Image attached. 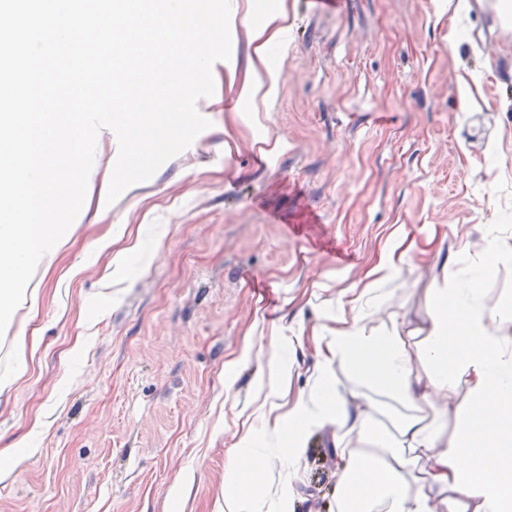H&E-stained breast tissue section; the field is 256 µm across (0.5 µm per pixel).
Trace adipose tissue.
<instances>
[{
    "instance_id": "ef3b65f1",
    "label": "adipose tissue",
    "mask_w": 512,
    "mask_h": 512,
    "mask_svg": "<svg viewBox=\"0 0 512 512\" xmlns=\"http://www.w3.org/2000/svg\"><path fill=\"white\" fill-rule=\"evenodd\" d=\"M508 265L512 243L489 225L481 257L433 281L423 322L408 330L398 314L380 317L378 287L396 267L381 263L347 309L313 330L321 369L285 411L272 396L288 385V363L275 353L269 395L225 471V512H280L305 437L318 429L330 430L340 460L338 512H512V292L489 302L477 288ZM341 371L355 378L345 391ZM385 412L393 430L381 436L373 423Z\"/></svg>"
}]
</instances>
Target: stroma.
Listing matches in <instances>:
<instances>
[{
	"instance_id": "35a3bbf8",
	"label": "stroma",
	"mask_w": 512,
	"mask_h": 512,
	"mask_svg": "<svg viewBox=\"0 0 512 512\" xmlns=\"http://www.w3.org/2000/svg\"><path fill=\"white\" fill-rule=\"evenodd\" d=\"M497 0H231L232 55L199 100L210 126L146 182L100 197L102 130L77 227L29 283L37 337L0 395V512H217L274 334L289 394L309 340L383 258L417 326L427 289L512 237V25ZM278 14L277 50L257 28ZM329 432L306 436L284 512H337ZM189 487L176 499L181 482Z\"/></svg>"
}]
</instances>
